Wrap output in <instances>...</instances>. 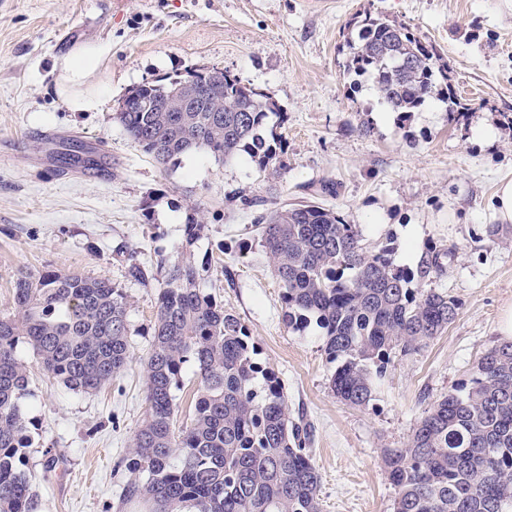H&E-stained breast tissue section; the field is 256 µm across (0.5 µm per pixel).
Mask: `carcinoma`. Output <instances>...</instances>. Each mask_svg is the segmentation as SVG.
Returning a JSON list of instances; mask_svg holds the SVG:
<instances>
[{
  "instance_id": "carcinoma-1",
  "label": "carcinoma",
  "mask_w": 512,
  "mask_h": 512,
  "mask_svg": "<svg viewBox=\"0 0 512 512\" xmlns=\"http://www.w3.org/2000/svg\"><path fill=\"white\" fill-rule=\"evenodd\" d=\"M344 48V69L368 76L402 117L433 96L451 115L469 110L448 61L403 24L358 13ZM193 76L206 94L197 112L169 111L184 82L178 76L133 88L124 98L132 108L117 113L127 137L163 162L201 150L228 162L246 152L261 171L283 169L281 137L267 129L280 116L275 100L222 69ZM139 102L156 111H139ZM214 105L224 111H209ZM257 223L284 321L323 330L335 364L331 391L349 406L368 407L392 356L419 351L458 315L448 293L412 287L440 269L433 253L414 272L402 268L392 247L368 250L358 225L319 204ZM125 278L145 282L149 271L131 259ZM13 290L17 315L0 316V512H38L24 469L29 370L17 348L29 345L40 368L69 389L97 391L131 361L128 300L109 278L53 270H22ZM256 355L241 320L199 287L191 258L169 265L144 361L148 411L124 458L122 502L147 512H320L309 433L291 419L279 377ZM188 366L199 386L191 422L178 430L173 389ZM383 463L393 512H512V341L488 349L424 412L405 447L384 449Z\"/></svg>"
}]
</instances>
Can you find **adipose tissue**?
<instances>
[{
    "label": "adipose tissue",
    "instance_id": "adipose-tissue-1",
    "mask_svg": "<svg viewBox=\"0 0 512 512\" xmlns=\"http://www.w3.org/2000/svg\"><path fill=\"white\" fill-rule=\"evenodd\" d=\"M101 55L100 49L80 48L63 57L60 63L58 90L69 111H99L102 98L94 78Z\"/></svg>",
    "mask_w": 512,
    "mask_h": 512
}]
</instances>
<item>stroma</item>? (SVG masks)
<instances>
[{"label":"stroma","mask_w":512,"mask_h":512,"mask_svg":"<svg viewBox=\"0 0 512 512\" xmlns=\"http://www.w3.org/2000/svg\"><path fill=\"white\" fill-rule=\"evenodd\" d=\"M369 11L436 46L470 106L459 123L431 101L404 121L370 81L347 75V23ZM98 46L96 112L59 95L66 53ZM204 67L268 93L283 112L285 167L269 175L248 157L204 152L162 164L116 118L134 87ZM102 148L109 175L62 169L69 141ZM0 316L15 314L18 271L106 276L124 288L132 363L101 390L73 392L39 368L25 407L39 512H143L122 504L121 465L147 412L141 361L152 340L165 263L182 256L184 228L203 224L191 258L200 286L247 327L257 360L279 377L293 417L311 432L321 512H392L381 460L405 447L425 409L501 343L512 307V231L493 236V197L512 180V0H0ZM336 185L320 196L324 182ZM320 201L360 225L364 244L396 247L414 270L439 251L431 287L460 303L455 321L420 351L393 358L373 401L332 393L321 331L289 329L280 284L255 219ZM150 272L124 276L128 260Z\"/></svg>","instance_id":"35a3bbf8"}]
</instances>
